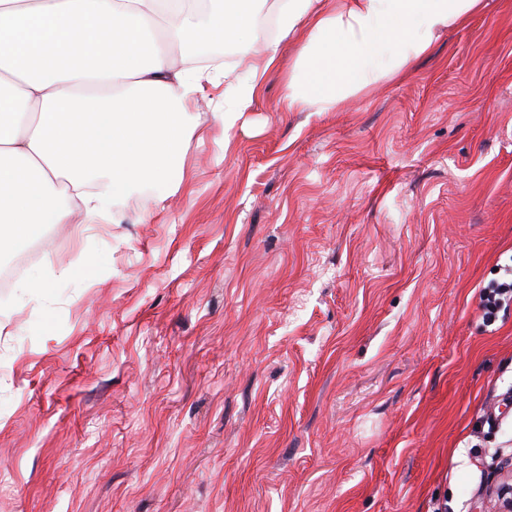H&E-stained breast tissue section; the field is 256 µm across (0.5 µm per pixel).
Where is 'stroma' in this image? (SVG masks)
<instances>
[{"mask_svg": "<svg viewBox=\"0 0 512 512\" xmlns=\"http://www.w3.org/2000/svg\"><path fill=\"white\" fill-rule=\"evenodd\" d=\"M221 95L173 196L21 243L77 274L0 292V512H498L512 0L333 112ZM483 319L487 326L495 324L501 310L505 311L512 303V279L508 281H490L480 290Z\"/></svg>", "mask_w": 512, "mask_h": 512, "instance_id": "obj_1", "label": "stroma"}]
</instances>
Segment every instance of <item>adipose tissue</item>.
I'll return each instance as SVG.
<instances>
[{"mask_svg": "<svg viewBox=\"0 0 512 512\" xmlns=\"http://www.w3.org/2000/svg\"><path fill=\"white\" fill-rule=\"evenodd\" d=\"M266 0H0V251L51 224H90L147 187L165 192L199 123L205 83H223L216 119L232 131L282 42L303 40L282 78L291 111H335L426 53L481 0H277L278 35L255 48ZM224 42L247 77L191 66Z\"/></svg>", "mask_w": 512, "mask_h": 512, "instance_id": "ef3b65f1", "label": "adipose tissue"}]
</instances>
